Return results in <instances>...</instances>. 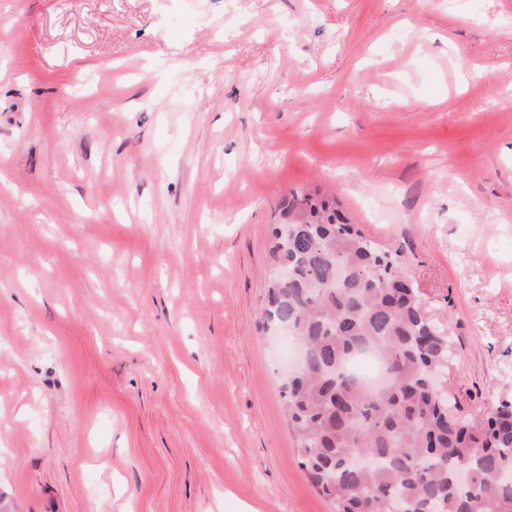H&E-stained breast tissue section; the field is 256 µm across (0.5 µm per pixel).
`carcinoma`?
<instances>
[{"instance_id":"carcinoma-1","label":"carcinoma","mask_w":512,"mask_h":512,"mask_svg":"<svg viewBox=\"0 0 512 512\" xmlns=\"http://www.w3.org/2000/svg\"><path fill=\"white\" fill-rule=\"evenodd\" d=\"M292 226L272 232L288 282L269 308L301 349L281 384L299 464L336 512H512V406L465 415L434 377L448 372V327L424 317L397 253L309 196L284 201ZM382 363L370 386L348 371Z\"/></svg>"}]
</instances>
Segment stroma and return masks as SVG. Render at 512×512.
<instances>
[{"mask_svg":"<svg viewBox=\"0 0 512 512\" xmlns=\"http://www.w3.org/2000/svg\"><path fill=\"white\" fill-rule=\"evenodd\" d=\"M0 512H334L266 327L335 198L512 405V0H0Z\"/></svg>","mask_w":512,"mask_h":512,"instance_id":"stroma-1","label":"stroma"}]
</instances>
